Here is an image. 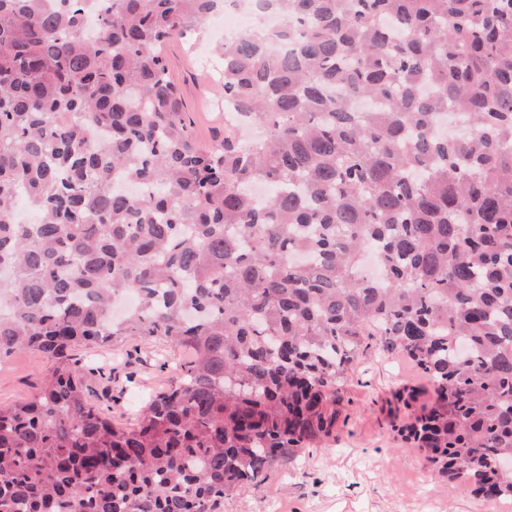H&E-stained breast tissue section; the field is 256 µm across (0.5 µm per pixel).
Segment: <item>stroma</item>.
I'll use <instances>...</instances> for the list:
<instances>
[{
	"mask_svg": "<svg viewBox=\"0 0 512 512\" xmlns=\"http://www.w3.org/2000/svg\"><path fill=\"white\" fill-rule=\"evenodd\" d=\"M204 38L174 44L167 57L192 117L194 136L208 142L223 125L220 94L223 66L212 58L201 68L196 50L211 51ZM84 377L91 403L112 418L133 419L149 394L169 381L162 344L129 343L123 351L83 350ZM45 375L34 353L0 360V403L28 398ZM427 380L402 356L371 345L359 355L341 388V411L331 435L313 453H297L258 487L225 497L220 512H512V500L491 502L432 473L419 449L403 443L394 422L408 410L395 394Z\"/></svg>",
	"mask_w": 512,
	"mask_h": 512,
	"instance_id": "obj_1",
	"label": "stroma"
}]
</instances>
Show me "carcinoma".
Returning <instances> with one entry per match:
<instances>
[{
    "label": "carcinoma",
    "instance_id": "carcinoma-1",
    "mask_svg": "<svg viewBox=\"0 0 512 512\" xmlns=\"http://www.w3.org/2000/svg\"><path fill=\"white\" fill-rule=\"evenodd\" d=\"M227 2L0 0V359L47 366L0 403V512H216L330 434L375 336L433 385L398 395L428 468L512 500V0H258L216 55L263 135L202 148L163 48ZM132 340L188 357L123 426L74 352Z\"/></svg>",
    "mask_w": 512,
    "mask_h": 512
}]
</instances>
